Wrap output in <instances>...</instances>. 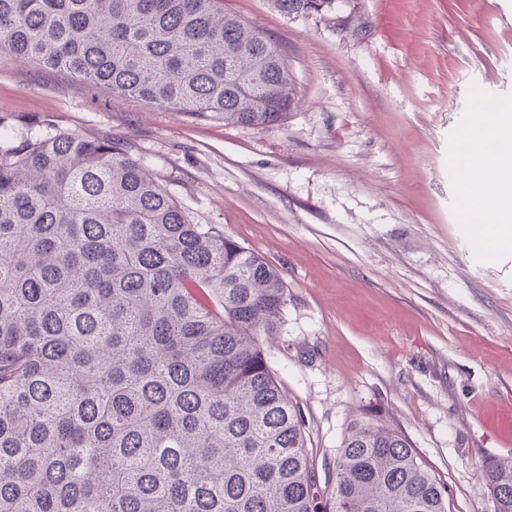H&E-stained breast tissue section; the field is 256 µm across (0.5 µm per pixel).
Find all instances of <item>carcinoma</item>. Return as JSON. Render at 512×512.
Returning a JSON list of instances; mask_svg holds the SVG:
<instances>
[{
  "label": "carcinoma",
  "mask_w": 512,
  "mask_h": 512,
  "mask_svg": "<svg viewBox=\"0 0 512 512\" xmlns=\"http://www.w3.org/2000/svg\"><path fill=\"white\" fill-rule=\"evenodd\" d=\"M221 0H0V50L226 125L277 127L288 54ZM335 0H273L290 16ZM287 285L123 144L0 140V512H449L394 430L319 490L269 364ZM512 512V461L485 470Z\"/></svg>",
  "instance_id": "obj_1"
}]
</instances>
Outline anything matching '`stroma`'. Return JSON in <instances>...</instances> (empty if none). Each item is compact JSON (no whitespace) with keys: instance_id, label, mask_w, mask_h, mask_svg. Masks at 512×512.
I'll list each match as a JSON object with an SVG mask.
<instances>
[{"instance_id":"obj_1","label":"stroma","mask_w":512,"mask_h":512,"mask_svg":"<svg viewBox=\"0 0 512 512\" xmlns=\"http://www.w3.org/2000/svg\"><path fill=\"white\" fill-rule=\"evenodd\" d=\"M288 52L278 127L190 117L0 51V135L123 143L183 206L274 265L284 323L264 348L302 407L317 471L350 430L398 432L453 512H494L512 459V244L478 252L457 147L512 104V0H335L296 17L224 0ZM482 487L496 504V512H512V461L485 470Z\"/></svg>"}]
</instances>
